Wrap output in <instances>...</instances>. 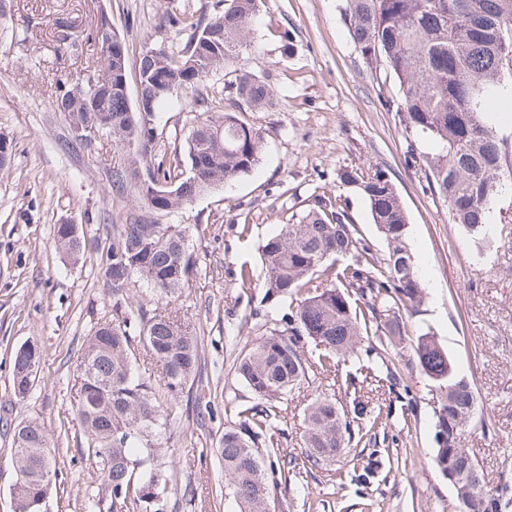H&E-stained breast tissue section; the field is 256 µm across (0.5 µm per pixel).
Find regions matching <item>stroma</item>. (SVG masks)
<instances>
[{
  "mask_svg": "<svg viewBox=\"0 0 512 512\" xmlns=\"http://www.w3.org/2000/svg\"><path fill=\"white\" fill-rule=\"evenodd\" d=\"M214 0H0V136L13 146L0 170V512H14L13 428L35 419L56 450L57 488L48 512H83L86 499L109 507L110 493L85 459L87 434L75 411L76 364L89 336L113 316L112 285L105 275L112 228L145 213L156 224L186 231L189 286L159 298L136 279L122 292L127 304L175 310L199 339L201 361L188 392L173 405L168 442L174 461L166 512H236L217 454L226 426L235 421L225 402L252 405L234 360L257 338L256 322L275 318L263 303L262 246L275 229L301 216L314 196L339 200L377 253L387 246L361 190L343 170L385 169L409 220V244L431 284L419 312L406 314L410 336L433 332L474 387L478 406L465 446L478 460L489 488L512 485V192L499 194L486 232L473 237L452 224L448 205L430 187L421 159L431 145L412 140L386 100L398 86L368 67L343 21L344 0H266L240 67L264 78L278 104L246 113L262 137V160L251 173L217 186L167 212H143L136 188L116 191L112 167L128 151L101 138L72 150L70 128L52 102L60 85L94 72L97 50L87 41L100 15L124 40L130 63L148 47H184L189 33L172 28L171 15L194 21ZM295 39L282 52L281 35ZM73 40L76 53L59 50ZM158 154L187 171L184 147L197 119L190 93L180 91L158 108ZM420 155H408L410 146ZM75 224L87 240L78 260L58 252L54 228ZM254 286L236 284L241 265ZM35 343L43 356L35 386L24 399L12 387V358ZM404 384L391 400L370 396L380 409L378 439L398 463L370 482L354 481L357 449L335 461L290 473L275 496L276 512H458L453 487L434 463L435 382L405 357ZM316 385L282 401L284 454L302 451L304 410ZM417 417L404 421V403ZM210 405L198 419L194 405Z\"/></svg>",
  "mask_w": 512,
  "mask_h": 512,
  "instance_id": "35a3bbf8",
  "label": "stroma"
}]
</instances>
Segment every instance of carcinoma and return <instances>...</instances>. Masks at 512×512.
<instances>
[{"mask_svg":"<svg viewBox=\"0 0 512 512\" xmlns=\"http://www.w3.org/2000/svg\"><path fill=\"white\" fill-rule=\"evenodd\" d=\"M265 0H217L214 13L190 23L184 48H160L157 57L139 56L138 80L150 112H156L172 92L185 90L202 117L187 138L189 169L194 182L164 168L156 156V127L140 123L137 110L127 111L120 90L128 74L112 75V53L99 50L104 83L86 90L73 104L66 90L53 101L70 123L84 124L97 114L109 120L117 147L137 144L136 154L112 167V183L137 185L139 203L153 211H168L249 173L261 159V136L243 112L273 106L276 93L265 80L237 69L249 46L252 25ZM344 20L364 62L381 66L398 82L392 107L404 129L434 145L422 155L431 188L448 203L453 223L469 234H481L489 224L491 203L512 183V168L504 166L503 140L491 123L500 101L512 99V86L502 69L512 64V0H345ZM232 68L233 96L228 103L205 83L218 67ZM347 182H358L368 202L373 224L387 244L378 258L358 236L345 208L317 195L314 204L294 224H283L263 245L267 276L264 298L289 300L281 317L283 329L260 336L250 350L238 355L235 370L258 402L229 404L237 422L224 428L219 456L238 512H272L282 477L297 462L282 459L281 409L278 402L309 377L321 379L336 364L357 352L366 337L368 364L349 375L352 413L324 392L305 411L304 463L332 461L352 443L370 447L367 472L380 468L377 432L380 416H368L361 401L364 383L400 378L404 352L438 384L434 409L437 445L435 464L442 473L465 474L478 467L465 456L466 427L476 410L472 384L461 377L448 351L433 334L408 335L402 311L424 304L426 288L408 243V219L389 174L380 167L367 172L344 171ZM172 183L161 189L160 183ZM175 194L163 197L159 191ZM56 248L76 258L80 244L54 229ZM107 253L112 262V293L137 276L161 297L188 286L190 257L185 232L171 224H151L142 216L122 224ZM351 257V262L337 260ZM117 322L102 324L88 340L77 366V414L87 430V461L110 490L112 512H164L169 485L163 436L171 411L162 397L184 392L200 364L198 338L177 317L150 311L139 304L122 309L115 302ZM143 345L161 367V374H139L137 345ZM42 359L40 347H20L12 361L15 396H28L34 386L32 368ZM13 444L24 458V475L14 485L16 512H36L32 498L50 494L42 481L56 461L43 427L22 421L14 428ZM471 499V512H508L499 508V489L486 484H460Z\"/></svg>","mask_w":512,"mask_h":512,"instance_id":"carcinoma-1","label":"carcinoma"}]
</instances>
